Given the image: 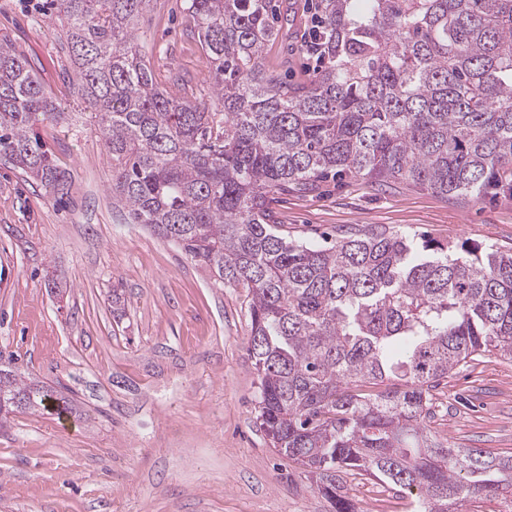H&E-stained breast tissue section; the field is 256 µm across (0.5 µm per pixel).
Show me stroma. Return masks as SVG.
Listing matches in <instances>:
<instances>
[{
    "label": "stroma",
    "instance_id": "obj_1",
    "mask_svg": "<svg viewBox=\"0 0 512 512\" xmlns=\"http://www.w3.org/2000/svg\"><path fill=\"white\" fill-rule=\"evenodd\" d=\"M315 0H296L292 35L264 63L309 74ZM141 39L164 88L207 93L184 0H148ZM13 43L68 121L37 131L70 174L67 204L0 162V355L73 397L76 416L17 412L0 427V512H330L315 483L257 428L245 347L248 291L230 288L174 242L112 206V156L89 125L80 76L53 0H0ZM289 238L379 224L435 240L512 247V195L444 198L406 185L327 179L282 196ZM66 286L52 293V280ZM125 302L112 315V295ZM431 434L454 448L512 453V361L488 355L435 389ZM357 512H408L412 497L372 479L344 482Z\"/></svg>",
    "mask_w": 512,
    "mask_h": 512
}]
</instances>
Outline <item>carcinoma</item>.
<instances>
[{
	"mask_svg": "<svg viewBox=\"0 0 512 512\" xmlns=\"http://www.w3.org/2000/svg\"><path fill=\"white\" fill-rule=\"evenodd\" d=\"M148 0H56L81 97L112 155V206L248 290L257 423L356 512L344 476L415 497L418 512L482 499L512 512V455L426 430L431 391L485 353L512 359V248L446 244L363 224L331 246L272 223L275 195L328 175L480 197L512 174V0H319L320 70L265 69L273 0H185L211 95L177 99L140 42ZM66 120L28 60L0 43V156L52 192L67 182L35 125ZM72 399L0 369L16 403Z\"/></svg>",
	"mask_w": 512,
	"mask_h": 512,
	"instance_id": "1",
	"label": "carcinoma"
}]
</instances>
